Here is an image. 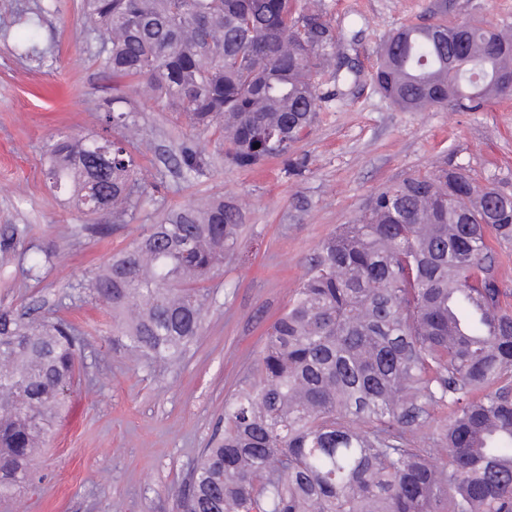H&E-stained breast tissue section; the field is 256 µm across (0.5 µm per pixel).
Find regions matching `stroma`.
Listing matches in <instances>:
<instances>
[{"instance_id": "obj_1", "label": "stroma", "mask_w": 512, "mask_h": 512, "mask_svg": "<svg viewBox=\"0 0 512 512\" xmlns=\"http://www.w3.org/2000/svg\"><path fill=\"white\" fill-rule=\"evenodd\" d=\"M297 3L332 23L350 70L338 80L324 73L332 97L296 145L309 159L305 175L289 179L277 159L232 165L218 131L196 129L137 82L103 74L99 36L84 30L80 0H0V310L65 319L85 340L69 410L32 481L0 500V512H178V492L225 398L254 371L265 329L294 298L325 238L352 223L377 191L416 172L461 163L477 181L494 178L512 193V98L481 112H407L373 84L382 40L427 21L435 0ZM447 19L512 27V0H448ZM25 36L36 51L22 57L16 45ZM119 89L137 110L142 177L154 191L99 237L46 186L41 161L59 133L99 132V107ZM184 141L205 154V174L170 162ZM212 197L240 210L238 245L208 283L199 339L161 369L114 342L112 311L87 285L147 225ZM65 224L70 234H61Z\"/></svg>"}]
</instances>
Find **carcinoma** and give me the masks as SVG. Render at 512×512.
Masks as SVG:
<instances>
[{"label":"carcinoma","instance_id":"obj_1","mask_svg":"<svg viewBox=\"0 0 512 512\" xmlns=\"http://www.w3.org/2000/svg\"><path fill=\"white\" fill-rule=\"evenodd\" d=\"M432 21L389 34L375 82L405 111L477 112L512 97V30ZM113 80H138L193 126L224 130L225 156L283 160L321 109L318 77L336 47L330 22L291 0H82ZM98 165L87 137L59 134L42 174L107 236L149 196L136 109L101 107ZM260 147H254V144ZM175 164L202 175L186 142ZM242 227L221 197L173 210L112 255L89 284L112 306L113 339L160 368L201 333L209 289ZM512 243V198L462 164L375 193L319 245L288 308L267 329L258 376L224 401V432L203 450L182 512H512V291L495 246ZM83 340L64 319L0 311V497L19 490L67 409ZM449 417L432 448L411 437Z\"/></svg>","mask_w":512,"mask_h":512}]
</instances>
